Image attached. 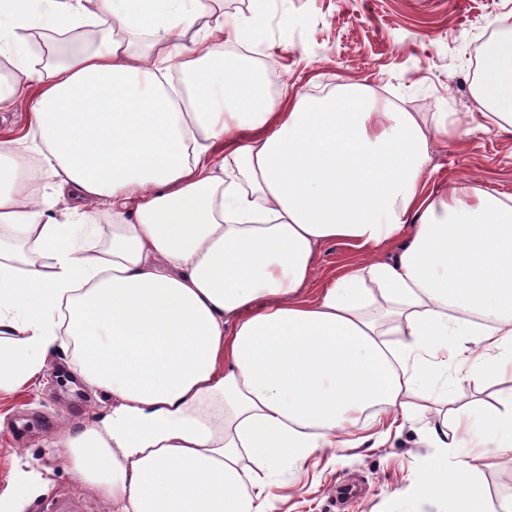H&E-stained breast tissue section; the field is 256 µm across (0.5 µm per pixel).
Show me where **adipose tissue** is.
<instances>
[{
	"instance_id": "1",
	"label": "adipose tissue",
	"mask_w": 512,
	"mask_h": 512,
	"mask_svg": "<svg viewBox=\"0 0 512 512\" xmlns=\"http://www.w3.org/2000/svg\"><path fill=\"white\" fill-rule=\"evenodd\" d=\"M213 2L0 0V106L30 112L29 138L0 141V393L71 337L112 404L50 446L110 512H273L284 466L346 447L366 415L407 416L449 360L512 373V196L427 190L431 134L463 137L448 113L423 123L352 84L262 95L260 70L213 55L226 27L252 41L264 4L231 23ZM83 26L97 43L62 61L25 38ZM480 69V118L512 140V39ZM102 215L112 234L86 248ZM334 241L357 258L318 280ZM506 404L434 447L512 459ZM476 471L433 456L413 492L490 512Z\"/></svg>"
}]
</instances>
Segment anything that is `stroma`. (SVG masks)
<instances>
[{"mask_svg": "<svg viewBox=\"0 0 512 512\" xmlns=\"http://www.w3.org/2000/svg\"><path fill=\"white\" fill-rule=\"evenodd\" d=\"M512 37V0H269L259 67L270 91L288 98L334 89L342 80L404 112H451L466 122L479 106L473 90L486 45ZM435 170L428 187L471 178L512 195V142L495 129H477L460 146L432 138ZM71 352L52 357L35 380L0 394V506L13 502L19 470L48 471L23 502V512H107L45 443L63 427H80L111 401L77 377ZM448 396L433 390L410 401L412 415L385 442L361 427L354 448L315 451L289 466L265 493L275 512H445L411 489L424 476L433 416L464 408L474 414L501 408L512 376H443ZM477 476L490 507L512 502V464L478 461Z\"/></svg>", "mask_w": 512, "mask_h": 512, "instance_id": "stroma-1", "label": "stroma"}]
</instances>
